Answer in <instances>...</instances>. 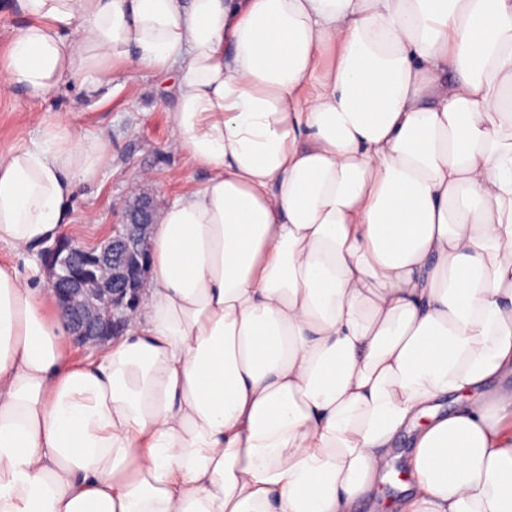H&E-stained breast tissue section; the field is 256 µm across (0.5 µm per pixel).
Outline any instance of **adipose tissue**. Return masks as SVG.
I'll return each instance as SVG.
<instances>
[{
  "label": "adipose tissue",
  "instance_id": "obj_1",
  "mask_svg": "<svg viewBox=\"0 0 512 512\" xmlns=\"http://www.w3.org/2000/svg\"><path fill=\"white\" fill-rule=\"evenodd\" d=\"M19 6L1 87L176 72L210 175L97 358L0 264V512H354L403 433L398 512H512V0ZM106 152L66 117L1 152L0 242L53 243Z\"/></svg>",
  "mask_w": 512,
  "mask_h": 512
}]
</instances>
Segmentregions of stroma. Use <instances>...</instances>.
<instances>
[{"mask_svg": "<svg viewBox=\"0 0 512 512\" xmlns=\"http://www.w3.org/2000/svg\"><path fill=\"white\" fill-rule=\"evenodd\" d=\"M174 74L117 70L112 91L101 103L85 98L72 82L41 100L16 88H0V150L37 136L43 117L73 116L88 135L109 139V159L74 194L71 236L98 242L110 224L120 221L121 206L132 193L153 197L157 206L197 189L207 169L174 149L176 110Z\"/></svg>", "mask_w": 512, "mask_h": 512, "instance_id": "stroma-1", "label": "stroma"}]
</instances>
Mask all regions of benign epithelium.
Listing matches in <instances>:
<instances>
[{
	"label": "benign epithelium",
	"mask_w": 512,
	"mask_h": 512,
	"mask_svg": "<svg viewBox=\"0 0 512 512\" xmlns=\"http://www.w3.org/2000/svg\"><path fill=\"white\" fill-rule=\"evenodd\" d=\"M153 224L152 201L138 196L95 245L82 246L62 235L42 251L49 291L78 346L105 350L135 313L148 273Z\"/></svg>",
	"instance_id": "1"
}]
</instances>
